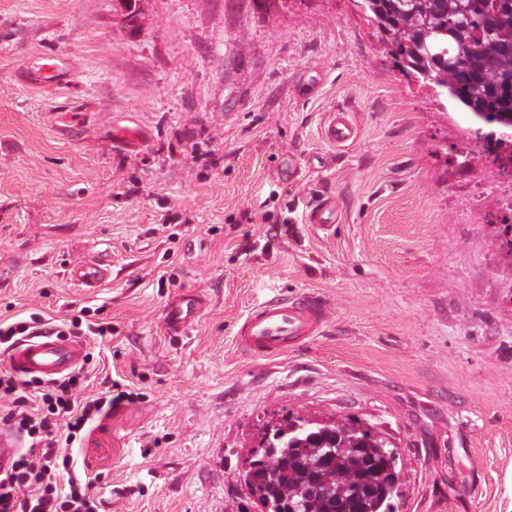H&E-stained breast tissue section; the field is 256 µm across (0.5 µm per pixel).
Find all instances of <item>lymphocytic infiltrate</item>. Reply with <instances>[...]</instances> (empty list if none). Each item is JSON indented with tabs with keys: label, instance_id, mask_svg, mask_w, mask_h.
Listing matches in <instances>:
<instances>
[{
	"label": "lymphocytic infiltrate",
	"instance_id": "f902f5d3",
	"mask_svg": "<svg viewBox=\"0 0 512 512\" xmlns=\"http://www.w3.org/2000/svg\"><path fill=\"white\" fill-rule=\"evenodd\" d=\"M83 375L79 369L45 386L0 369V425L30 441L29 451L0 473V512H94L73 450L104 412L136 395L115 382L78 397L73 388Z\"/></svg>",
	"mask_w": 512,
	"mask_h": 512
}]
</instances>
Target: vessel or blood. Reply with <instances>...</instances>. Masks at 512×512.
I'll list each match as a JSON object with an SVG mask.
<instances>
[{"label":"vessel or blood","mask_w":512,"mask_h":512,"mask_svg":"<svg viewBox=\"0 0 512 512\" xmlns=\"http://www.w3.org/2000/svg\"><path fill=\"white\" fill-rule=\"evenodd\" d=\"M322 134L331 144L347 147L356 141L358 130L348 113L331 111L324 120ZM309 223L326 230L338 221L335 198L319 200L307 215ZM72 277L87 288L98 287L105 277L99 264L89 263L73 270ZM202 307L200 297L184 294L172 301L165 323L176 336L187 335ZM327 308L322 298L313 293L300 295L273 294L252 306L237 327L235 336L240 350L254 358L280 355L288 347L317 336L326 320ZM87 347L71 336H60L53 330L17 342L10 350L11 370L23 378L53 380L80 366ZM23 446L12 429L0 425V470L11 466Z\"/></svg>","instance_id":"obj_1"}]
</instances>
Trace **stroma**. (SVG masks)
Masks as SVG:
<instances>
[{"mask_svg": "<svg viewBox=\"0 0 512 512\" xmlns=\"http://www.w3.org/2000/svg\"><path fill=\"white\" fill-rule=\"evenodd\" d=\"M52 59L68 78L31 83ZM334 109L353 147L323 140ZM503 189L469 114L392 69L352 0H0V320L107 318L82 392L138 394L78 450L95 512H256L242 460L286 415L383 432L397 512H512ZM89 262L99 287L70 276ZM302 291L322 333L244 357L236 321ZM182 293L203 309L177 338ZM310 224H317L319 229L328 230L334 227L338 221V208L336 199L333 197H326L319 200L307 215ZM202 307L200 297L194 294H182L172 301L166 309L165 323L174 336H185L191 329Z\"/></svg>", "mask_w": 512, "mask_h": 512, "instance_id": "1", "label": "stroma"}]
</instances>
